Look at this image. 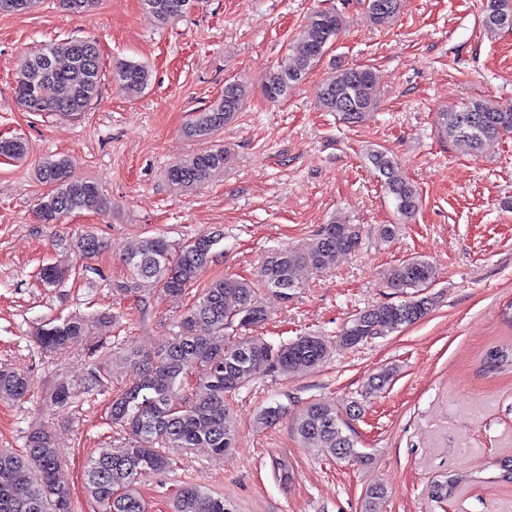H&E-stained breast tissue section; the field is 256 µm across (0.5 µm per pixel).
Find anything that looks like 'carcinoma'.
<instances>
[{"mask_svg": "<svg viewBox=\"0 0 512 512\" xmlns=\"http://www.w3.org/2000/svg\"><path fill=\"white\" fill-rule=\"evenodd\" d=\"M369 4L373 20L384 25L399 12L400 0H378ZM147 12L162 21L183 16L195 0H142ZM512 14V0H486L482 25L489 32L505 29L504 14ZM338 12L316 11L300 25L290 46L291 54L270 69L262 92L277 102L306 78L333 46L343 25ZM65 65H59V59ZM105 76L96 42L72 39L43 46L24 60L15 75L16 98L29 112H59L80 116L98 96ZM112 81L131 95L142 93L150 83L149 66L141 61L118 60L110 71ZM247 87L239 83L224 86V95L209 109L197 113L187 133L207 139L221 130L239 111ZM319 106L338 112L349 123L378 105L376 80L366 66L346 67L327 76L319 88ZM439 133L464 144L471 154L481 155L503 137L512 135V107L483 99L437 113ZM20 139L1 140L0 155L21 159L27 153ZM369 159L383 177L386 192L397 212L412 217L421 200L417 188L398 174L393 156L386 150H373ZM229 162L228 151L210 148L192 154L169 167L167 180L180 189L203 185ZM40 182L49 191L38 203L37 215L45 224H54L73 212L107 210V201L98 183L75 177L63 157L44 159L38 167ZM362 244L358 224H325L308 242L274 249L264 257L257 272L258 283L280 297L289 298L295 288L294 273L299 266L321 271L336 266L337 260L356 252ZM93 233L70 241V248L81 257L101 250ZM213 256V248L193 249L189 241L175 243L162 235L148 236L125 254L126 276L112 281L118 297L135 295L142 299L155 294L178 300L195 283L197 271ZM79 274L73 266L62 270L54 264L42 267L40 279L46 287H57ZM428 261L412 258L395 269L390 287L404 294L398 303L368 308L355 315L340 331L339 342L353 348L368 337L385 336L424 319L433 300L424 294L431 279ZM267 312L258 297L255 283L234 276L216 278L201 288L197 297L177 321L178 331L163 346L140 345L124 348L119 357L135 371V378L118 393H112V361L90 364L79 382L60 384L47 396L52 405H68L82 395L109 394L108 419L116 433L127 440V448L114 454L99 452L84 465V491L98 512H148L137 488L146 472L162 473L170 468L168 450L203 446L222 458L234 447L236 431L226 423L229 398L248 386L258 374L295 375L327 360L331 347L322 336H299L274 344L261 336H237L229 330H249L266 320ZM86 332L85 320L77 315L59 323L48 322L37 328L38 345L51 353L66 347ZM487 374L512 373V340L489 348L482 358ZM395 376L385 367L369 378L364 392L368 399L389 386ZM31 390L29 377L0 365V401H16ZM364 405L350 401L345 415L319 402H310L293 417L294 431L311 448H318L342 462H366L358 451L350 421L360 417ZM61 465L51 436L32 427L19 449H0V512H75L71 489L57 473ZM467 482L463 475L449 476L433 485L432 497L450 499ZM387 496L383 482L375 480L365 489L363 512H380ZM173 512H236L230 501L209 488L193 484L183 488L173 502Z\"/></svg>", "mask_w": 512, "mask_h": 512, "instance_id": "cac0c4a2", "label": "carcinoma"}]
</instances>
